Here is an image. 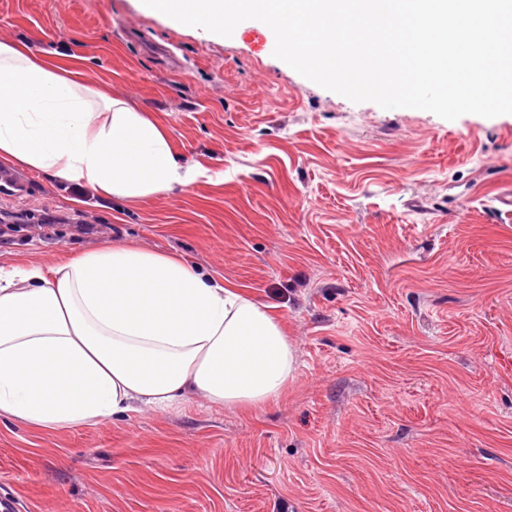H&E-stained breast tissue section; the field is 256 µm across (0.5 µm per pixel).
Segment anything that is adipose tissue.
Listing matches in <instances>:
<instances>
[{"label": "adipose tissue", "mask_w": 512, "mask_h": 512, "mask_svg": "<svg viewBox=\"0 0 512 512\" xmlns=\"http://www.w3.org/2000/svg\"><path fill=\"white\" fill-rule=\"evenodd\" d=\"M0 165L107 198L186 188L168 129L88 87L76 56L0 42ZM295 349L270 306L183 258L118 242L49 268L0 267V416L54 431L200 395L227 407L278 398Z\"/></svg>", "instance_id": "1"}]
</instances>
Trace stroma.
Returning <instances> with one entry per match:
<instances>
[{
  "instance_id": "stroma-1",
  "label": "stroma",
  "mask_w": 512,
  "mask_h": 512,
  "mask_svg": "<svg viewBox=\"0 0 512 512\" xmlns=\"http://www.w3.org/2000/svg\"><path fill=\"white\" fill-rule=\"evenodd\" d=\"M0 40L83 57L207 177L133 201L19 170L0 266L113 241L187 259L282 318L279 399L193 397L44 432L0 417L18 512H512V114L355 103L139 0H0ZM96 232H80L83 223Z\"/></svg>"
}]
</instances>
